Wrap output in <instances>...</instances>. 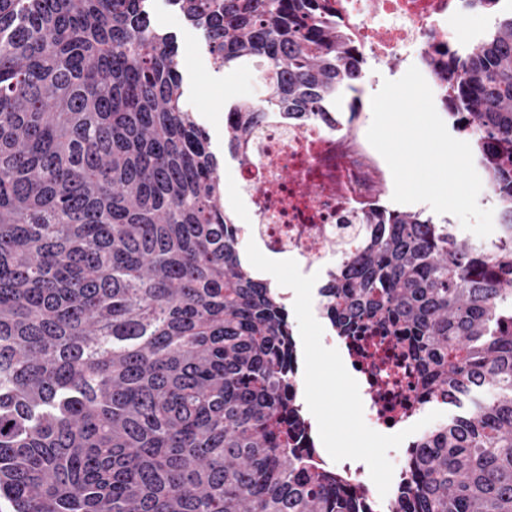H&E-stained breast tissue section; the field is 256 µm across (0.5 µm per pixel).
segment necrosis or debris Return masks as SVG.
Wrapping results in <instances>:
<instances>
[{
    "instance_id": "necrosis-or-debris-1",
    "label": "necrosis or debris",
    "mask_w": 512,
    "mask_h": 512,
    "mask_svg": "<svg viewBox=\"0 0 512 512\" xmlns=\"http://www.w3.org/2000/svg\"><path fill=\"white\" fill-rule=\"evenodd\" d=\"M333 5L358 53L378 69L394 60L416 64L480 9L479 0H333ZM244 150L250 162L241 167L240 182L252 203L251 221L242 227L244 241L268 256H287L332 277L337 259L361 242L365 227L357 217L377 203L383 169L353 132L343 131L330 109L313 123L282 113L267 117ZM317 341L323 349L341 350L342 366L353 372L366 396L363 419L401 438V453H384L381 463L392 477L407 478L416 421L428 401L399 338L372 328L358 339H344L329 329ZM296 445L307 449L317 466L363 488L366 512H391L390 487L373 482L356 457L338 461L317 450L309 430Z\"/></svg>"
}]
</instances>
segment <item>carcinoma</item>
Returning <instances> with one entry per match:
<instances>
[{
	"label": "carcinoma",
	"instance_id": "1",
	"mask_svg": "<svg viewBox=\"0 0 512 512\" xmlns=\"http://www.w3.org/2000/svg\"><path fill=\"white\" fill-rule=\"evenodd\" d=\"M147 0H0V500L12 512H363L313 465L295 341L241 260L209 135L184 103ZM216 70L252 66L229 106L239 163L262 118L303 122L356 90L331 0H169ZM424 62L475 141L498 235L460 240L376 206L325 287L338 336L385 325L425 395L473 411L424 433L392 512H512V13Z\"/></svg>",
	"mask_w": 512,
	"mask_h": 512
}]
</instances>
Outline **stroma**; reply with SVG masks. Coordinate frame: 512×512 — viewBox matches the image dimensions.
<instances>
[{"label":"stroma","instance_id":"35a3bbf8","mask_svg":"<svg viewBox=\"0 0 512 512\" xmlns=\"http://www.w3.org/2000/svg\"><path fill=\"white\" fill-rule=\"evenodd\" d=\"M148 8L153 24L175 38L184 98L197 122L209 133L210 148L220 162L224 183L234 187L224 198L225 206L235 214L247 212V197L236 187L239 162L224 145V124L218 111L238 101L261 99L259 80L248 66L215 71L202 31L187 25L169 0H148ZM407 69V64L399 61L377 71L365 68L360 82L361 94L337 100V116L344 121L352 120L358 138H365L372 122L373 95L381 89L384 80L399 79ZM275 267L276 274L270 279L272 286L281 292L294 288L299 293L297 335H318L324 325L317 310L321 279L302 277L284 258L276 261ZM300 363L306 368L312 394L326 410L323 424L326 445L341 455L371 459L380 454L387 445V437L367 428L358 413L362 391L339 368L335 353L317 348L302 357Z\"/></svg>","mask_w":512,"mask_h":512}]
</instances>
